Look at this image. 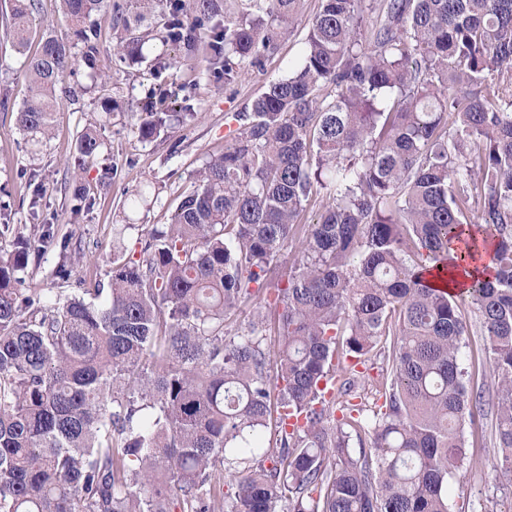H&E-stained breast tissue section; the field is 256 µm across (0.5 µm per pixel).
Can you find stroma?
<instances>
[{
    "label": "stroma",
    "instance_id": "obj_1",
    "mask_svg": "<svg viewBox=\"0 0 512 512\" xmlns=\"http://www.w3.org/2000/svg\"><path fill=\"white\" fill-rule=\"evenodd\" d=\"M320 0H305L303 21L283 40L263 70H252L234 88L210 77L204 57L173 64L162 80L152 76L159 55L166 53L160 34L143 47L139 63L121 60L113 50L110 13L97 15L99 52L93 63L79 62L74 77L79 103L61 102L50 139L36 144L19 129L16 111L29 95L23 58L7 27V0H0V248L11 249L17 237L38 238L43 226L69 236L94 253L93 265L75 262L66 285L78 281L108 282L112 261L139 258L147 230L168 223L197 171L211 155L223 152L233 113L242 111L271 79L287 74L288 65L305 49L307 21ZM165 90L172 111L189 101L194 115L153 140L139 133V112L146 97ZM96 128L101 147L74 181L76 142L86 127ZM91 196V208L77 210L74 184ZM462 360L468 386L491 389L494 376L484 336L467 337ZM470 464L451 479V512H512V481L497 470L492 412H484L467 429Z\"/></svg>",
    "mask_w": 512,
    "mask_h": 512
}]
</instances>
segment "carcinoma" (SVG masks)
<instances>
[{
    "label": "carcinoma",
    "mask_w": 512,
    "mask_h": 512,
    "mask_svg": "<svg viewBox=\"0 0 512 512\" xmlns=\"http://www.w3.org/2000/svg\"><path fill=\"white\" fill-rule=\"evenodd\" d=\"M134 2L59 0L71 38L49 32L30 54L37 0H9L31 140L75 97L73 49L96 54L99 12L126 57L163 11L164 41L183 59L205 48L231 87L264 69L304 0ZM161 105L145 101L143 138L191 114ZM233 120L171 224L107 284L43 295L21 287L35 246L0 250V512H450L448 475L470 461L465 426L484 405L461 357L475 325L497 467L512 475V0H321L300 61ZM100 146L85 131L75 162ZM318 195L276 288L272 352L264 318L224 322L259 296ZM487 243L486 278L472 270ZM58 244L68 281L79 247ZM438 267L469 276L463 296L431 284ZM384 336L385 402L368 421L326 394L357 393Z\"/></svg>",
    "instance_id": "obj_1"
}]
</instances>
